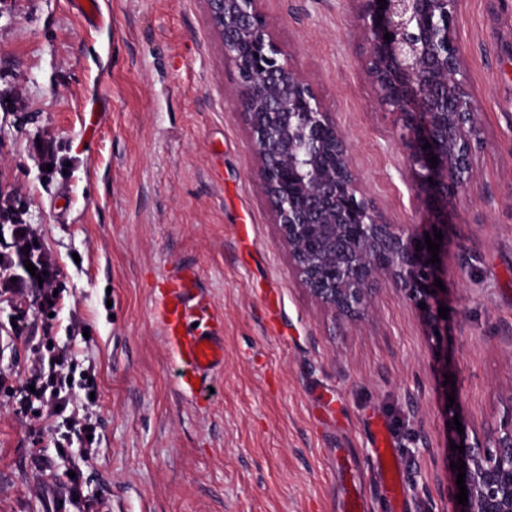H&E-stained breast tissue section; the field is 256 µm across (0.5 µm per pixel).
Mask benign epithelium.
<instances>
[{"mask_svg":"<svg viewBox=\"0 0 512 512\" xmlns=\"http://www.w3.org/2000/svg\"><path fill=\"white\" fill-rule=\"evenodd\" d=\"M257 0H206L212 27L238 77L243 115L259 160L256 186L273 215L292 271L306 293L339 319L368 314L384 281L447 335L445 304L433 293L437 266L424 235L386 219L369 198L350 145L313 83L288 62L267 31ZM364 71L394 116L409 172L447 222L448 200L474 179L475 107L458 40L460 0H357ZM390 34V40L384 34ZM430 147L423 148L424 144ZM438 165L431 167L430 157ZM423 249L416 250V245ZM464 512H512V393L494 445L464 444Z\"/></svg>","mask_w":512,"mask_h":512,"instance_id":"obj_1","label":"benign epithelium"}]
</instances>
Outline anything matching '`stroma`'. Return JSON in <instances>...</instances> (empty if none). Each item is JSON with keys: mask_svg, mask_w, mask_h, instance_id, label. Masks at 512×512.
Returning a JSON list of instances; mask_svg holds the SVG:
<instances>
[{"mask_svg": "<svg viewBox=\"0 0 512 512\" xmlns=\"http://www.w3.org/2000/svg\"><path fill=\"white\" fill-rule=\"evenodd\" d=\"M98 2L92 19L76 0H0V202H23L57 290L46 307L0 275V512H344L354 481L364 512H389L379 425L400 512H451V443L491 440L512 390V0L460 6L481 144L448 207L440 342L389 285L339 322L295 280L205 0ZM258 8L375 205L434 223L362 70L357 0ZM178 266L197 271L224 336L223 368L193 395L157 320ZM63 347L72 407L97 426L87 454L78 437L56 448L61 417L19 409ZM376 471L384 480L387 493L395 496L399 493L400 470L398 468L393 448H389L385 436L381 432L373 433ZM386 453L387 461L382 460V454ZM391 456V459H388ZM386 463V466H383Z\"/></svg>", "mask_w": 512, "mask_h": 512, "instance_id": "35a3bbf8", "label": "stroma"}]
</instances>
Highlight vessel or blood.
<instances>
[{
    "mask_svg": "<svg viewBox=\"0 0 512 512\" xmlns=\"http://www.w3.org/2000/svg\"><path fill=\"white\" fill-rule=\"evenodd\" d=\"M210 307L197 275L185 268L175 271L158 301L161 326L186 392L194 383H206L224 365V340L208 324Z\"/></svg>",
    "mask_w": 512,
    "mask_h": 512,
    "instance_id": "1",
    "label": "vessel or blood"
}]
</instances>
